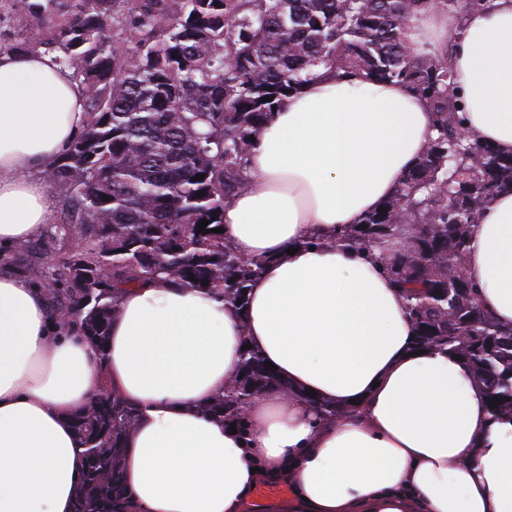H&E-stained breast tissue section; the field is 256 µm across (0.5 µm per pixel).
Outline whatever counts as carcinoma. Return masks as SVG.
<instances>
[{
  "mask_svg": "<svg viewBox=\"0 0 512 512\" xmlns=\"http://www.w3.org/2000/svg\"><path fill=\"white\" fill-rule=\"evenodd\" d=\"M429 6L456 12L461 0H0V23L35 22L0 50L55 52L88 92L83 132L47 172L60 232L80 242L65 275H43L57 308L101 346L124 287L158 276L244 308L263 262L239 257L212 229L223 226L224 199L246 187L252 135L317 66L338 78L397 81L430 104L437 137L383 211L343 228L340 240L381 250L415 344L461 357L486 402L499 399L491 416L511 419L512 327L488 318L475 284L448 265L467 253L493 194L512 189V156L463 129L445 59L406 44L412 11ZM404 207L419 220L407 231L395 223ZM202 219L211 232H198ZM241 371L203 408L240 428L243 406L290 391L249 349ZM136 420L115 394L74 417L83 467L73 512H130L123 439Z\"/></svg>",
  "mask_w": 512,
  "mask_h": 512,
  "instance_id": "obj_1",
  "label": "carcinoma"
}]
</instances>
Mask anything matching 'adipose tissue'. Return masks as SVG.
<instances>
[{
    "label": "adipose tissue",
    "mask_w": 512,
    "mask_h": 512,
    "mask_svg": "<svg viewBox=\"0 0 512 512\" xmlns=\"http://www.w3.org/2000/svg\"><path fill=\"white\" fill-rule=\"evenodd\" d=\"M429 34L448 52L464 129L512 154V0L460 25L419 9L405 39L417 49ZM85 100L53 53L0 52V254L50 222L36 174L83 130ZM434 124L395 81L321 67L290 93L224 203L225 238L266 260L243 311L161 276L122 293L101 347L0 267V512H72L73 417L104 387L138 412L123 460L136 512H247L262 476L289 484L293 512H512V420L492 418L462 359L416 353L382 258L336 237L391 197ZM466 274L482 312L512 325V191L481 211ZM247 347L290 390L257 398L233 433L201 408ZM309 393L342 415L320 418Z\"/></svg>",
    "instance_id": "obj_1"
}]
</instances>
